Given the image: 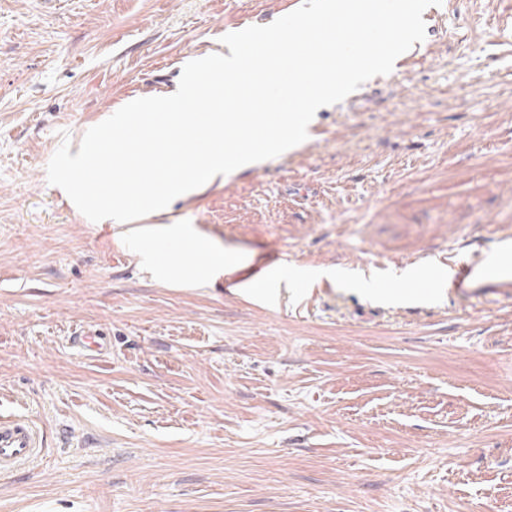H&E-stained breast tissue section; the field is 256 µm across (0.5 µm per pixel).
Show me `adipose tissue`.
<instances>
[{"label": "adipose tissue", "mask_w": 512, "mask_h": 512, "mask_svg": "<svg viewBox=\"0 0 512 512\" xmlns=\"http://www.w3.org/2000/svg\"><path fill=\"white\" fill-rule=\"evenodd\" d=\"M126 237L139 243L141 253L147 262H154V242L163 236L180 237L179 255L173 256L163 268L162 273L168 278L180 277L183 265L181 256L185 253L194 254L201 259V264L211 273H219L243 265L245 258L236 250L215 245L209 239L197 236L189 228L178 224H170L161 228L152 226L131 227L125 232Z\"/></svg>", "instance_id": "adipose-tissue-1"}]
</instances>
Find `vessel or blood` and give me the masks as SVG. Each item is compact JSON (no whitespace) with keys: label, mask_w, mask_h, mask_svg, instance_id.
<instances>
[{"label":"vessel or blood","mask_w":512,"mask_h":512,"mask_svg":"<svg viewBox=\"0 0 512 512\" xmlns=\"http://www.w3.org/2000/svg\"><path fill=\"white\" fill-rule=\"evenodd\" d=\"M466 252L444 255L448 272L443 285L449 295L472 298L477 292L505 288L512 291V226L501 225L494 246L485 239H470ZM73 343L83 350L103 355L112 345L96 331H83ZM43 435L34 422L22 415L0 419V475L36 462L41 456Z\"/></svg>","instance_id":"obj_1"}]
</instances>
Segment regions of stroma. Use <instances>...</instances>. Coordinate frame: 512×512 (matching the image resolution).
I'll return each mask as SVG.
<instances>
[{"mask_svg":"<svg viewBox=\"0 0 512 512\" xmlns=\"http://www.w3.org/2000/svg\"><path fill=\"white\" fill-rule=\"evenodd\" d=\"M301 3L0 0V418L45 440L0 512H512V298L413 288L512 225V0H442L319 141L143 217L238 249L229 274L162 281L47 181L62 141ZM269 247L285 284L244 293ZM73 344L97 355L107 354L112 348L108 337L102 336L98 331L80 332L73 337Z\"/></svg>","mask_w":512,"mask_h":512,"instance_id":"1","label":"stroma"}]
</instances>
